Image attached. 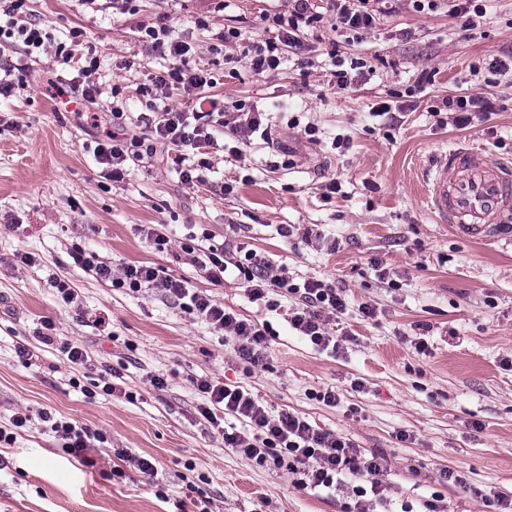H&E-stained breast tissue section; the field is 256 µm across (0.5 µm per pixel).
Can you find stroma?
I'll return each instance as SVG.
<instances>
[{"label":"stroma","mask_w":512,"mask_h":512,"mask_svg":"<svg viewBox=\"0 0 512 512\" xmlns=\"http://www.w3.org/2000/svg\"><path fill=\"white\" fill-rule=\"evenodd\" d=\"M287 8L288 0H228L220 11L213 0H133L126 12L95 13L79 0H30L32 22L74 56L99 57L101 83L125 105L123 136L148 135L139 88L170 61L145 46L140 30L162 17L191 43V64L215 77L225 111L265 112L268 135L239 157L218 148L191 156L182 166L207 164L200 183H183L162 149L128 159L127 176L113 182L93 154L110 114L87 123L76 115L82 101L59 96L55 85L76 77V66L46 50L22 88L0 97V428L10 429L18 411L31 416L14 443L0 446V512H170L189 495L210 512H345L351 487L305 489L287 466L260 467L225 448L200 414L208 400L193 381L202 376L244 386L270 413H297L383 455L388 491L367 502L368 512H420L434 496L446 512H492L488 498L512 496V235L458 239L436 222L426 194L429 172L457 145L512 160V71H486L512 49V0H486L475 31L447 8L420 12L411 0H388L370 28L321 27L298 56L255 74L246 40ZM336 56L365 62L349 89L330 86ZM488 78L501 110L464 130L450 114H434L442 98L480 90ZM382 102L401 108L400 126L375 116ZM306 125L316 127L315 141L303 138ZM340 139L349 149L336 148ZM276 146L292 150V166L270 168ZM330 178L341 189L328 196ZM148 224L165 225L169 252L146 241ZM205 232L226 251L246 247L285 266L294 281L341 289L347 307L330 321L337 349L295 335L288 316L296 299L277 294L269 308L233 279L213 284L186 249ZM78 246L117 268L164 267L241 317L268 323L263 361L239 355L232 338L162 289L132 293L85 273L71 258ZM25 252L34 265L19 262ZM59 278L75 289V303L58 296ZM365 303L375 317L363 316ZM45 319L84 346L90 366L52 349L32 365L19 362L16 344L38 348ZM104 372L124 397L72 385ZM156 374L164 388L151 386ZM327 387L337 406L313 399ZM43 412L103 431L109 448L154 459L157 476L129 465L113 480L117 460L101 449L83 464ZM449 468L464 486L441 481Z\"/></svg>","instance_id":"obj_1"}]
</instances>
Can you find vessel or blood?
Returning <instances> with one entry per match:
<instances>
[{
  "label": "vessel or blood",
  "instance_id": "1",
  "mask_svg": "<svg viewBox=\"0 0 512 512\" xmlns=\"http://www.w3.org/2000/svg\"><path fill=\"white\" fill-rule=\"evenodd\" d=\"M428 202L438 223L469 240L506 235L512 227V165L472 148L449 150L428 180Z\"/></svg>",
  "mask_w": 512,
  "mask_h": 512
}]
</instances>
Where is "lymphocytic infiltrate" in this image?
<instances>
[{"instance_id":"lymphocytic-infiltrate-1","label":"lymphocytic infiltrate","mask_w":512,"mask_h":512,"mask_svg":"<svg viewBox=\"0 0 512 512\" xmlns=\"http://www.w3.org/2000/svg\"><path fill=\"white\" fill-rule=\"evenodd\" d=\"M383 0H335V27L359 31L373 24ZM288 13L273 17L275 33L252 42L247 48L250 67L255 73L279 66L285 53H298L306 31L323 23L319 0H289ZM47 37L46 32L27 20V0H0V44L22 46L26 55H33ZM141 37L152 48L173 59L171 69L152 75L149 84L140 89L142 96L153 100L149 120L150 133L157 144L173 150L177 162H184L187 153L203 152L211 147L217 133L228 132L237 143L246 145L263 125L258 112L227 114L217 99L206 95V88L214 80L207 72L190 65L187 42L174 38L172 28L164 21H156L141 29ZM201 93L199 109L185 112L165 104L171 84ZM499 100L490 92L454 95L442 99L440 111L450 113L453 124L468 128L474 120L498 111ZM141 139L121 138L107 133L99 141L95 155L100 164L109 168L110 180L120 181L122 165L141 147ZM75 265L92 272L113 287L138 292L144 288H160L177 299L193 318L205 321L215 331L230 333L242 355L253 362L263 360L268 324L240 318L215 302L211 296L188 288L186 281L171 277L164 268L147 265H126L113 269L110 261L75 250ZM199 267L214 283L223 282L226 275H234L244 285L252 301L265 300L269 293L280 292L297 299L298 305L288 317L291 327L322 349L328 348L332 336L328 315L343 312L346 301L340 289L318 279L296 283L285 272H272L269 263L256 252L245 251L239 257H227L224 246L209 241L198 259ZM194 386L209 400L201 414L212 424H219L221 415H233L242 424L241 429L224 431V445L245 459L263 466L273 462L287 463L289 470L298 475L300 484L311 488L329 489L349 479H360L355 490L357 500L347 506L346 512H365L361 502L365 494L383 497L387 486L382 480L385 459L361 453L348 437L314 427L305 418L283 411L270 415L264 404L249 389L232 386L207 377L194 379ZM43 422L63 442L70 455L84 458L95 444L106 443V435L99 430L76 425L69 421L43 415Z\"/></svg>"}]
</instances>
